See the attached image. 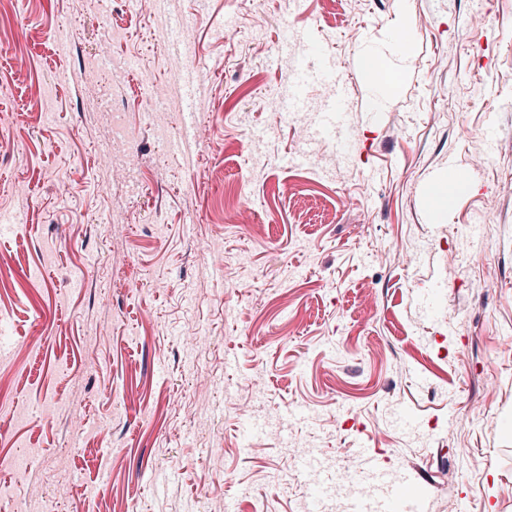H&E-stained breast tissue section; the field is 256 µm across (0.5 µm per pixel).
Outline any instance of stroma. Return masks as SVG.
Listing matches in <instances>:
<instances>
[{"label":"stroma","mask_w":512,"mask_h":512,"mask_svg":"<svg viewBox=\"0 0 512 512\" xmlns=\"http://www.w3.org/2000/svg\"><path fill=\"white\" fill-rule=\"evenodd\" d=\"M290 29L335 78L294 92ZM0 110V512H347L366 448L512 512V0H0ZM376 57V56H375ZM378 59V57H376ZM372 56H365L360 61V69L363 77L370 83L373 84V94L371 97V116L374 117L377 109L382 103V98L378 94V90L383 88V83H391L393 76L391 73L385 72L380 62ZM444 176H448V179L439 181L431 194L432 205L439 212H447L453 206L458 194L464 189V184H460L456 189H451V194L448 195V182L461 178L460 172L452 161L448 162V170Z\"/></svg>","instance_id":"1"}]
</instances>
